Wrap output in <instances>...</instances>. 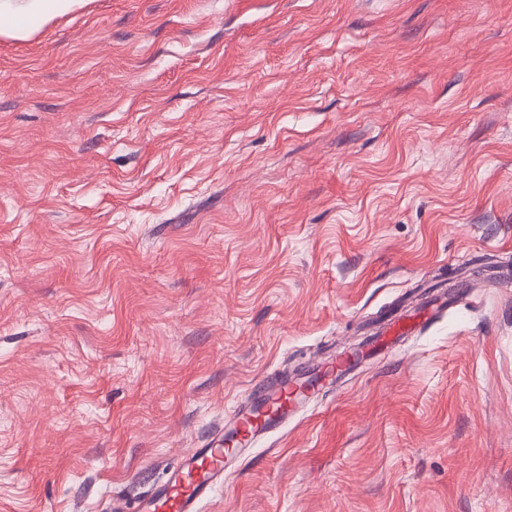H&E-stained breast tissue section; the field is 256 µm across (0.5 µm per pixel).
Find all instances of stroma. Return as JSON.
<instances>
[{
	"instance_id": "1",
	"label": "stroma",
	"mask_w": 512,
	"mask_h": 512,
	"mask_svg": "<svg viewBox=\"0 0 512 512\" xmlns=\"http://www.w3.org/2000/svg\"><path fill=\"white\" fill-rule=\"evenodd\" d=\"M485 266L202 512H512V0H82L0 34V512H110L259 379Z\"/></svg>"
}]
</instances>
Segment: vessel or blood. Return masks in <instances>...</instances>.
Segmentation results:
<instances>
[{
	"label": "vessel or blood",
	"mask_w": 512,
	"mask_h": 512,
	"mask_svg": "<svg viewBox=\"0 0 512 512\" xmlns=\"http://www.w3.org/2000/svg\"><path fill=\"white\" fill-rule=\"evenodd\" d=\"M447 306L446 295L427 298L390 321L382 334L394 341L406 331L425 328ZM356 366L353 357L340 354L301 364L290 372L268 374L252 385L224 428L205 447L193 449L171 466L163 481L133 503V512H200L202 502L223 484L225 475L259 435L280 432L300 405L316 393L329 391L338 377Z\"/></svg>",
	"instance_id": "b4317fda"
}]
</instances>
